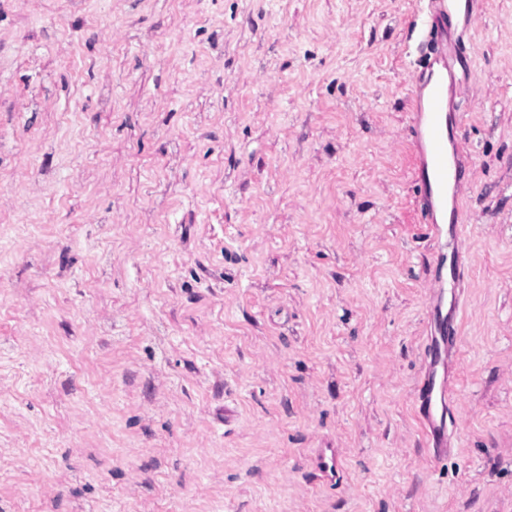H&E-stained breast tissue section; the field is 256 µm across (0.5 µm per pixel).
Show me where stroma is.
Here are the masks:
<instances>
[{
    "label": "stroma",
    "instance_id": "1",
    "mask_svg": "<svg viewBox=\"0 0 512 512\" xmlns=\"http://www.w3.org/2000/svg\"><path fill=\"white\" fill-rule=\"evenodd\" d=\"M417 8L0 0V512H512V0H475L458 245L412 181ZM455 392V376L448 371V377L437 381L433 372L426 371L417 387L416 411L428 436L433 453L437 456L448 454L452 447L448 443L449 426L452 430L456 418L451 406ZM440 410H437V406Z\"/></svg>",
    "mask_w": 512,
    "mask_h": 512
}]
</instances>
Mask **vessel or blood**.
<instances>
[{
    "instance_id": "b4317fda",
    "label": "vessel or blood",
    "mask_w": 512,
    "mask_h": 512,
    "mask_svg": "<svg viewBox=\"0 0 512 512\" xmlns=\"http://www.w3.org/2000/svg\"><path fill=\"white\" fill-rule=\"evenodd\" d=\"M476 22L474 0H428L424 27L427 62L410 87L409 131L414 182L427 223L448 224L461 238L466 217L456 186L463 144L453 136L464 113L458 101L463 78L471 71L466 36ZM454 377L425 372L417 387L416 411L435 455L447 454L448 431L456 418L451 406Z\"/></svg>"
}]
</instances>
